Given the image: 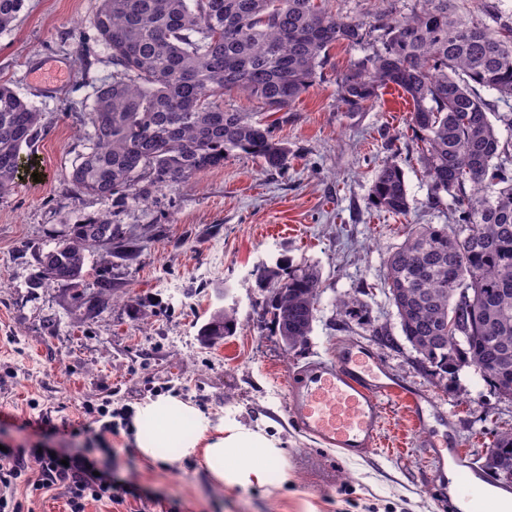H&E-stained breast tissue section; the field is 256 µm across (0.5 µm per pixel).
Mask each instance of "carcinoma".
I'll return each mask as SVG.
<instances>
[{
    "label": "carcinoma",
    "instance_id": "1",
    "mask_svg": "<svg viewBox=\"0 0 512 512\" xmlns=\"http://www.w3.org/2000/svg\"><path fill=\"white\" fill-rule=\"evenodd\" d=\"M23 2L0 0V31ZM483 13L486 23L466 21L453 0H414L387 27L382 47L336 80L337 99L356 108L392 85L411 98L427 205H439L444 192L454 211L450 224L410 229L386 261L383 287L421 367L443 380L479 366L482 380L512 401V150L489 119L492 112L512 128V13L501 0H484ZM93 24L114 71L97 87L91 147L70 180L102 202L121 194L134 205L236 151L282 168L288 147L274 139L264 112L228 111L224 93L243 91L265 112H280L312 86L331 46L361 45L374 29L333 12L328 0H100ZM39 127L40 113L0 82V193L16 184ZM370 202L397 216L411 211L395 160L379 165ZM122 242L120 224H73L40 256L42 279L76 286L86 251ZM259 282L271 289L278 330L293 337L287 349L307 342L323 293L319 270L279 265ZM336 306L365 318L354 298ZM235 331L236 319L219 309L199 336L214 346ZM493 448L511 464L512 431L497 434Z\"/></svg>",
    "mask_w": 512,
    "mask_h": 512
}]
</instances>
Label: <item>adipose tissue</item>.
<instances>
[{
  "instance_id": "1",
  "label": "adipose tissue",
  "mask_w": 512,
  "mask_h": 512,
  "mask_svg": "<svg viewBox=\"0 0 512 512\" xmlns=\"http://www.w3.org/2000/svg\"><path fill=\"white\" fill-rule=\"evenodd\" d=\"M134 422L142 458L171 463L201 458L210 481L226 489L282 486L288 473L273 438L234 421H212L173 396L141 404Z\"/></svg>"
}]
</instances>
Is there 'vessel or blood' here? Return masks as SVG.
<instances>
[{
	"label": "vessel or blood",
	"instance_id": "1",
	"mask_svg": "<svg viewBox=\"0 0 512 512\" xmlns=\"http://www.w3.org/2000/svg\"><path fill=\"white\" fill-rule=\"evenodd\" d=\"M403 397L416 426H423V397L388 373L377 353L340 347L327 361L294 377L288 389L290 411L300 429L324 446L349 456L368 457L378 446L385 397ZM452 512H493L483 482L459 473L450 498Z\"/></svg>",
	"mask_w": 512,
	"mask_h": 512
}]
</instances>
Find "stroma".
<instances>
[{"mask_svg": "<svg viewBox=\"0 0 512 512\" xmlns=\"http://www.w3.org/2000/svg\"><path fill=\"white\" fill-rule=\"evenodd\" d=\"M98 7L99 0H24L0 32V81L41 114L21 180L0 194V441L76 453L81 439L47 435L39 415L83 423L85 408L106 402L123 419L99 458L111 460L113 482L133 492L131 508L156 501L163 512H448L449 482L436 472L427 438L483 464L494 431L512 429V402L471 367L432 377L408 342L379 345L369 327L348 329L336 306L351 295L372 325L399 337L396 309L380 287L386 260L406 225L451 221L450 198L426 204L430 187L415 161L406 95L387 88L359 108L336 99L337 78L380 46L382 25L406 14L409 0H331L342 16L377 28L370 44L332 46L312 86L273 114V135L288 148L285 168L238 151L138 206L79 195L69 178L90 146L95 88L112 77L93 26ZM388 158L404 170L415 204L409 216L370 203ZM95 219L122 225L125 242L142 251L132 261L87 252L82 287H112L104 307L93 309L77 305L68 285L40 284L37 255L53 249L67 225ZM283 261L316 265L323 282L309 339L290 352L264 313L270 293L257 278ZM222 307L234 309L236 332L204 346L198 330ZM344 344L375 350L395 379L427 397L424 431L389 399L369 457H343L303 433L289 411V380ZM160 395L268 431L288 486L227 490L210 482L199 461H143L133 418L138 405Z\"/></svg>", "mask_w": 512, "mask_h": 512, "instance_id": "1", "label": "stroma"}]
</instances>
